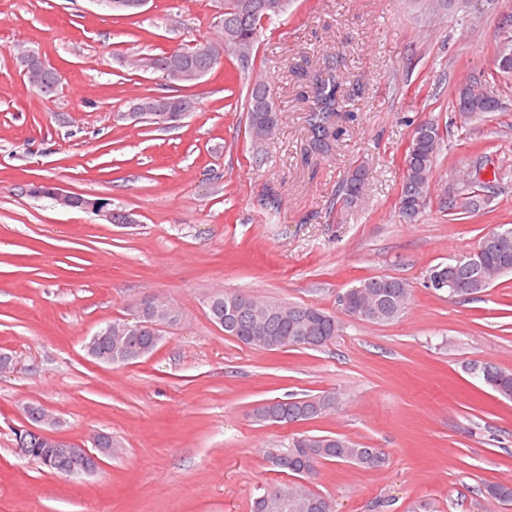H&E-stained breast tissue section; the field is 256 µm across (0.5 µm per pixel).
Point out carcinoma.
Masks as SVG:
<instances>
[{
	"instance_id": "obj_1",
	"label": "carcinoma",
	"mask_w": 512,
	"mask_h": 512,
	"mask_svg": "<svg viewBox=\"0 0 512 512\" xmlns=\"http://www.w3.org/2000/svg\"><path fill=\"white\" fill-rule=\"evenodd\" d=\"M288 10V0H224V18L218 21L222 37L216 40H197L182 45L170 52L144 59L143 67L161 71L162 66L174 59H182L187 64L212 72L223 65L224 59L232 58L240 69L248 72L253 69V60L259 45V38L266 26L283 16ZM339 82L334 78L316 80L311 93L316 112L310 115L309 130L314 146L326 148L336 139V129L330 119L340 108ZM458 101L467 105L472 112H496L499 100L488 92H482L470 85L458 92ZM246 112L248 132L255 142L269 138L278 124L272 86L257 74L249 82ZM428 132L416 131L404 158V180L398 208L401 220L413 224L418 218L411 217L410 211L424 210L429 201L433 172L441 147L439 126L433 120L426 121ZM365 173L357 168L347 175L339 186L343 199L352 203L358 200V186L363 184ZM466 202L457 206L443 202V208L454 210L458 215L479 212L482 199L476 191L467 189ZM481 249V262L496 280L512 274V227L500 225L485 235L477 243ZM474 268L467 261H459L445 271L451 287L446 292L454 298H466L486 289L474 278ZM350 297V307L344 315H353L354 309L365 304L374 312V322L390 323L401 318L412 299V288L404 280L390 276H376L360 279L346 290ZM230 297L244 299L246 304L230 312L226 300ZM251 297L240 291L214 294L208 301V315L214 322H224V332L241 344L257 349L250 340L252 336H269L277 340L281 347L317 350L332 343L342 330V323L336 315L314 304L266 301L257 305L255 313L249 307ZM161 339L150 331L125 334L119 344L131 349L153 350ZM469 371L499 395L512 400V371L493 364L475 361ZM310 395L293 397L287 404L288 419L307 421L312 416L307 413ZM308 436L304 432L292 439L286 448H274L265 454L270 465L295 477L310 480L317 476L320 466L326 461L352 464L363 470H378L387 462L386 452L381 448H368L343 435H326V439L308 449L301 439ZM17 452L47 467L46 457L54 459L55 472L64 473L74 466H92L93 461L82 456L81 449L73 444L66 448H54L33 441H17ZM484 497L498 503H512V483L490 482L483 486ZM310 501L320 503L327 499L306 489L301 491L296 484L269 485L252 498L251 512H314L307 507Z\"/></svg>"
}]
</instances>
